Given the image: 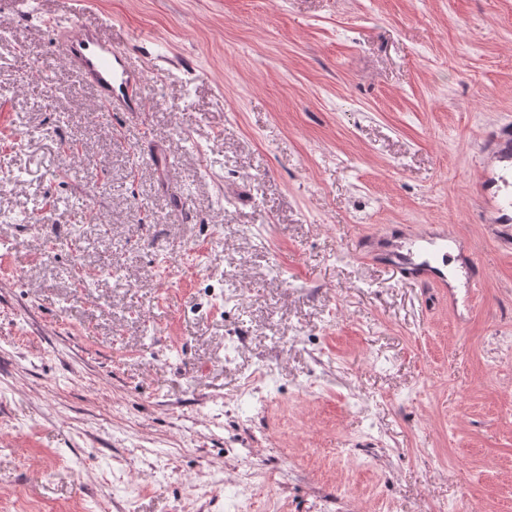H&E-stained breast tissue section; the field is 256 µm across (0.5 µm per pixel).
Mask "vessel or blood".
I'll return each instance as SVG.
<instances>
[{
  "label": "vessel or blood",
  "mask_w": 512,
  "mask_h": 512,
  "mask_svg": "<svg viewBox=\"0 0 512 512\" xmlns=\"http://www.w3.org/2000/svg\"><path fill=\"white\" fill-rule=\"evenodd\" d=\"M64 57L79 79L96 91V104L104 112H139L145 102L143 72L134 68L126 52L113 46L98 24L79 23L76 31L60 34ZM500 175L484 172L478 192L499 224L512 223V201L500 198ZM447 233L429 239L426 256L416 259L394 242H385L380 263L404 280L422 288L448 287Z\"/></svg>",
  "instance_id": "vessel-or-blood-1"
}]
</instances>
